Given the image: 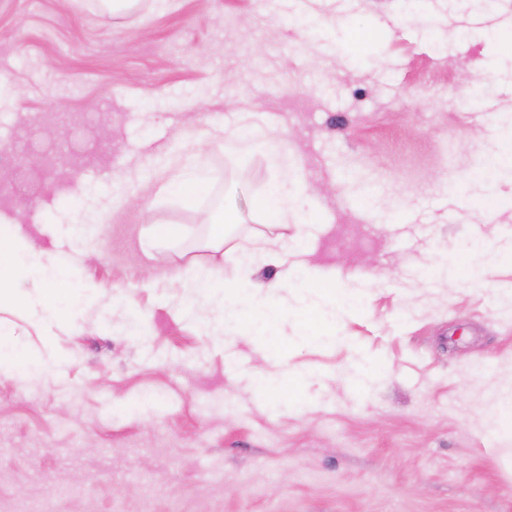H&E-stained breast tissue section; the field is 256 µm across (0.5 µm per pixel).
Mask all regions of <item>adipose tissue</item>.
Instances as JSON below:
<instances>
[{
  "label": "adipose tissue",
  "mask_w": 512,
  "mask_h": 512,
  "mask_svg": "<svg viewBox=\"0 0 512 512\" xmlns=\"http://www.w3.org/2000/svg\"><path fill=\"white\" fill-rule=\"evenodd\" d=\"M255 207L272 224L281 223L289 213H301L300 188L274 185L269 192L256 201ZM302 252L301 244L280 246L276 250H261L254 246H238L230 261L238 272L239 280H248L254 270L262 265L278 267L277 278L263 284V298L241 293L235 299L211 304L210 299L227 290L223 267L210 269L206 274H196L186 268L184 279L195 288L200 302L190 308L189 314L206 333L221 336L236 325L246 324L250 329L262 332L281 328L287 320L288 302L283 295L291 284L293 259ZM75 261L66 255L44 259L42 253L29 241L14 235L11 225H0V303L11 300L21 304L39 320L65 323L63 309L58 305L53 289L59 286L74 267ZM37 276L43 279V287L35 292L18 294L13 290L19 278ZM309 321L318 330L316 339L332 341L336 338V321L349 307V292L341 288L326 294L317 290L309 292L303 299Z\"/></svg>",
  "instance_id": "1"
}]
</instances>
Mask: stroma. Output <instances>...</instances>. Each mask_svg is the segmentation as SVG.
<instances>
[{
  "instance_id": "35a3bbf8",
  "label": "stroma",
  "mask_w": 512,
  "mask_h": 512,
  "mask_svg": "<svg viewBox=\"0 0 512 512\" xmlns=\"http://www.w3.org/2000/svg\"><path fill=\"white\" fill-rule=\"evenodd\" d=\"M240 112L267 124L216 137ZM505 112L512 0H0V215L91 255L67 326L0 307L46 360L0 372V512H512V181L477 174ZM191 155L207 193L161 195ZM297 171L326 230L293 279L354 293L340 342L287 344L293 298L285 334L202 335L169 275L296 239L250 203ZM280 360L305 383L262 390ZM491 408L495 415L491 418L490 423L494 427L511 428L512 425V388L505 389L497 394L491 401Z\"/></svg>"
}]
</instances>
